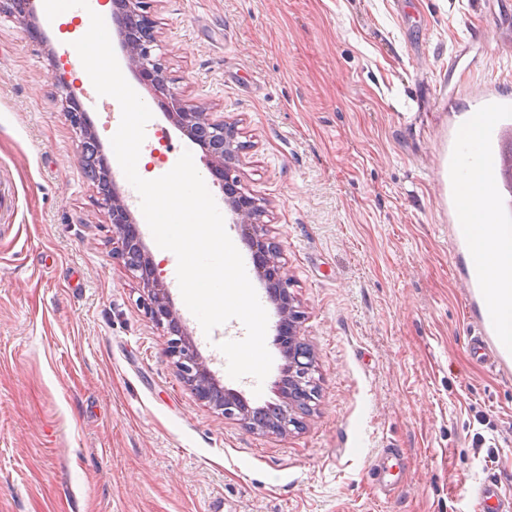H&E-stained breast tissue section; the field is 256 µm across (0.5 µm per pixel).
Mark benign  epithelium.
<instances>
[{"instance_id":"7a95c632","label":"benign epithelium","mask_w":512,"mask_h":512,"mask_svg":"<svg viewBox=\"0 0 512 512\" xmlns=\"http://www.w3.org/2000/svg\"><path fill=\"white\" fill-rule=\"evenodd\" d=\"M111 4L114 22L118 23L127 16L138 19L139 26L135 29L121 27L128 63L138 81L153 90L167 118L200 146L210 172L224 181V204L234 215V223L239 225L255 261L258 277L269 300L277 308L279 320L276 331L285 360L274 385L280 417L264 428V432L285 434L288 427L297 421V416L309 410L310 402L317 394L311 375L313 352L301 337L302 312L295 305L290 282L282 274L279 243L268 235L262 222L264 209L259 199L240 188L236 172L244 145L238 140L239 129L236 124L215 116L204 107H187L167 86L161 59L153 54L156 35L153 20L146 12V0H111ZM1 10L25 22L31 41L38 43L42 40L34 0H0ZM54 80L62 93V114L82 137L81 163L96 169L99 195L112 224V258L122 261L128 270L139 274V279L150 293L147 314L167 330L164 357L176 366L198 400L219 407L225 417L240 421L249 432L258 429L253 419V407L242 393L219 384L187 336L185 324L169 301L168 291L159 278L140 227L134 223L111 172L108 157L96 149V138L87 121L83 102L65 75H56Z\"/></svg>"}]
</instances>
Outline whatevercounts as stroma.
Wrapping results in <instances>:
<instances>
[{
  "label": "stroma",
  "mask_w": 512,
  "mask_h": 512,
  "mask_svg": "<svg viewBox=\"0 0 512 512\" xmlns=\"http://www.w3.org/2000/svg\"><path fill=\"white\" fill-rule=\"evenodd\" d=\"M170 89L237 123L303 313L318 393L286 434L246 431L162 358L147 292L112 257L52 73L67 54L0 13V512H479L512 497V378L470 353L437 158L474 89L512 93V0H148ZM67 78L104 150L120 105ZM255 394L196 339L223 386ZM399 449V487L372 462ZM478 499L482 512L512 511V498L503 496L496 479H489L482 484L478 490Z\"/></svg>",
  "instance_id": "1"
}]
</instances>
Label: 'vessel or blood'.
Segmentation results:
<instances>
[{
    "mask_svg": "<svg viewBox=\"0 0 512 512\" xmlns=\"http://www.w3.org/2000/svg\"><path fill=\"white\" fill-rule=\"evenodd\" d=\"M479 107L448 133V150L439 159V195L448 199L449 234L461 258L458 277L467 286L466 307L477 326L470 349L499 375H512V306L504 296L512 292V279H498L503 297L489 303L487 286L493 280L482 251L476 245L477 230L467 217L472 180H479L484 195L481 205L499 226L495 249L503 259L512 258V202L505 192L512 185V99L497 87H484ZM401 464L397 449H387L379 463L377 489L391 493L394 471ZM483 512H512V498L503 496L497 480L485 481L478 490Z\"/></svg>",
    "mask_w": 512,
    "mask_h": 512,
    "instance_id": "obj_1",
    "label": "vessel or blood"
}]
</instances>
